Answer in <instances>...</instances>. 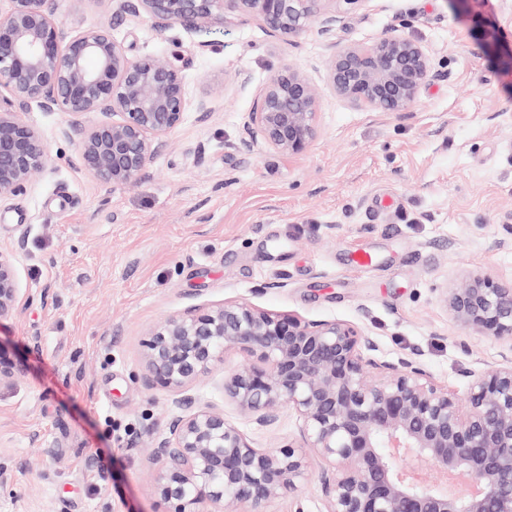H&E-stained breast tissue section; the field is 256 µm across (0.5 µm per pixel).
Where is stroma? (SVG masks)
Returning a JSON list of instances; mask_svg holds the SVG:
<instances>
[{
	"instance_id": "1",
	"label": "stroma",
	"mask_w": 512,
	"mask_h": 512,
	"mask_svg": "<svg viewBox=\"0 0 512 512\" xmlns=\"http://www.w3.org/2000/svg\"><path fill=\"white\" fill-rule=\"evenodd\" d=\"M327 8L340 18L333 37L313 26L288 38L254 16L194 33L118 17L114 0H59L61 25L106 29L134 59L169 57L189 102L214 110L186 112L147 178L120 187L92 177L75 140L60 136L70 116L22 112L50 159L26 191L0 199V251L21 288L0 345L24 366L0 389V512H156L151 445L179 409L148 381L141 342L190 309L236 301L344 321L375 338L381 359L418 354L458 391L463 371L512 358L507 343L462 330L444 300L468 275L512 280V0ZM385 34L419 40L432 59L405 112L356 108L329 80V41ZM286 62L320 92L313 142L294 155L239 150ZM383 193L395 205L379 213ZM359 252L370 268L354 264ZM247 361L227 351L191 394L257 445L294 438L293 412L266 429L225 403V371Z\"/></svg>"
}]
</instances>
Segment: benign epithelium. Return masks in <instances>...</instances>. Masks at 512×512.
Segmentation results:
<instances>
[{
	"label": "benign epithelium",
	"mask_w": 512,
	"mask_h": 512,
	"mask_svg": "<svg viewBox=\"0 0 512 512\" xmlns=\"http://www.w3.org/2000/svg\"><path fill=\"white\" fill-rule=\"evenodd\" d=\"M0 8V198L24 192L48 161L42 133L21 112L33 105L72 117L83 167L114 186L142 182L189 107L181 69L161 55L130 58L105 29L68 30L46 0H4ZM324 0H116V11L163 30L201 31L226 15H254L273 33L298 36L317 23L336 28ZM335 92L380 112L409 110L428 80V50L402 35L331 43ZM316 87L293 64L278 69L249 113L238 148L256 139L279 154L306 150L317 132ZM21 297L12 256L0 252V319ZM446 304L468 333L512 346V282L470 276L446 289ZM252 363L224 376V401L260 427L282 409L300 421L298 437L262 448L189 393L224 364L228 350ZM373 337L344 321H310L242 302L172 316L143 343V369L185 409L157 438L160 512H270L297 492L319 463L323 512H512V361L463 372L464 395L438 383L418 356L382 361ZM20 368L0 347V387ZM474 484L475 494L423 480Z\"/></svg>",
	"instance_id": "obj_1"
}]
</instances>
